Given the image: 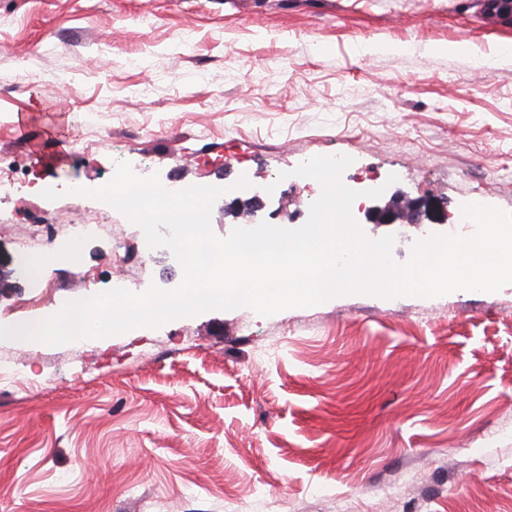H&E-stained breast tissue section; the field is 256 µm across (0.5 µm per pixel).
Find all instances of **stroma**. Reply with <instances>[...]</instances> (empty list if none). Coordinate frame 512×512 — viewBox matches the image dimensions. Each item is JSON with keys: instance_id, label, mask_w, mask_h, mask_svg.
Listing matches in <instances>:
<instances>
[{"instance_id": "obj_1", "label": "stroma", "mask_w": 512, "mask_h": 512, "mask_svg": "<svg viewBox=\"0 0 512 512\" xmlns=\"http://www.w3.org/2000/svg\"><path fill=\"white\" fill-rule=\"evenodd\" d=\"M508 42L512 0H0V325L46 312L34 256L72 300L179 285L168 248L86 195L120 162L223 188L224 238L302 226L322 191L302 157H351L352 215L399 264L447 225L363 208L512 212V61L473 63ZM83 219L104 229L79 254L17 246ZM0 372V512H512V284L4 339ZM442 206L438 201L419 198L412 200L407 207L410 224H424L425 220L430 224H442Z\"/></svg>"}]
</instances>
